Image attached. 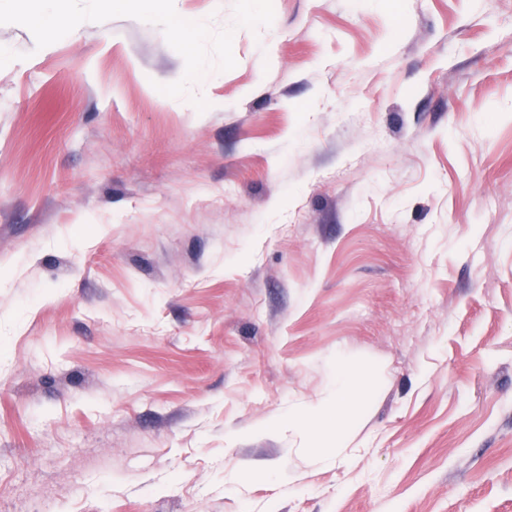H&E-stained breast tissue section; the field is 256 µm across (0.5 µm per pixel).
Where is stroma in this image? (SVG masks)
Returning <instances> with one entry per match:
<instances>
[{"mask_svg":"<svg viewBox=\"0 0 512 512\" xmlns=\"http://www.w3.org/2000/svg\"><path fill=\"white\" fill-rule=\"evenodd\" d=\"M43 8L0 0V512H512V0Z\"/></svg>","mask_w":512,"mask_h":512,"instance_id":"obj_1","label":"stroma"}]
</instances>
